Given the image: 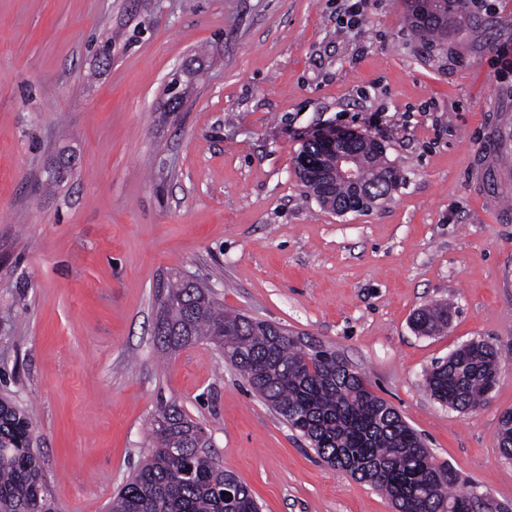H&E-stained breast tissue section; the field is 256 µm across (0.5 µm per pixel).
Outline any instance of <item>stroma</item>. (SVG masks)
I'll use <instances>...</instances> for the list:
<instances>
[{
	"instance_id": "1",
	"label": "stroma",
	"mask_w": 512,
	"mask_h": 512,
	"mask_svg": "<svg viewBox=\"0 0 512 512\" xmlns=\"http://www.w3.org/2000/svg\"><path fill=\"white\" fill-rule=\"evenodd\" d=\"M405 0H0V395L32 418L56 512H106L176 403L261 512H396L331 466L208 343H153L178 271L225 309L329 345L438 460L512 507V0L465 4L439 46ZM112 36V65L91 47ZM191 78L172 108L167 86ZM379 140L389 200L336 215L295 171L328 131ZM447 305L434 336L411 328ZM496 343L486 404L427 374ZM412 325L417 333L432 336L448 326V309L443 305L419 309L413 315Z\"/></svg>"
}]
</instances>
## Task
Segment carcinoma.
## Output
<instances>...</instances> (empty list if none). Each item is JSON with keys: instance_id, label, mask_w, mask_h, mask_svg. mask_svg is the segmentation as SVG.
Here are the masks:
<instances>
[{"instance_id": "1", "label": "carcinoma", "mask_w": 512, "mask_h": 512, "mask_svg": "<svg viewBox=\"0 0 512 512\" xmlns=\"http://www.w3.org/2000/svg\"><path fill=\"white\" fill-rule=\"evenodd\" d=\"M461 0H413L407 19L430 44L455 24ZM373 193L398 187L399 174L381 151ZM351 195L338 183L325 209ZM155 345L173 355L208 342L238 368L251 391L288 426L300 432L316 454L390 499L397 512H479L474 490H457L461 477L435 458L397 410L375 395L367 380L336 350L303 340L264 320L227 312L212 293L180 273L157 290ZM413 329L432 336L448 326V309L417 310ZM498 351L485 342L456 349L426 376L430 395L459 412L483 406L499 371ZM153 448L131 479L112 497L107 512H259L248 488L224 471L211 454L203 427L176 404L160 405L149 422ZM499 449L512 458V412L502 414ZM0 512H54L45 496L43 471L33 446L29 414L0 398Z\"/></svg>"}]
</instances>
